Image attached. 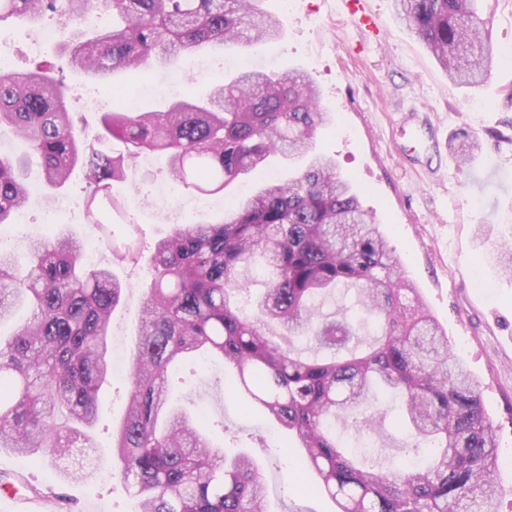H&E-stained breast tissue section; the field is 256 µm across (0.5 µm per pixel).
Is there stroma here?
<instances>
[{
  "mask_svg": "<svg viewBox=\"0 0 512 512\" xmlns=\"http://www.w3.org/2000/svg\"><path fill=\"white\" fill-rule=\"evenodd\" d=\"M372 2L382 23L376 38L360 33L328 0H263L264 9L284 23V36L274 47L206 49L179 56L170 70L125 72L113 81L138 89L143 111L170 99L161 85L170 72L180 75L184 95L223 82L244 58L271 69L306 72L336 118L317 131V149L334 157L337 174L352 182L364 209L383 224L421 300L479 381L504 449L512 445V278L487 254L512 237V64L494 65L478 86L452 84L416 34L396 18L393 0ZM478 7L496 49L511 53L512 0H479ZM40 32V26L11 20L0 24V43L9 48L15 69L39 61L62 66L70 108L87 136H95L99 112L111 109V99H95L96 82L68 68L62 52L71 38L68 27H61L52 46L36 52L32 45ZM417 120L438 127L433 152L417 151L411 132ZM464 151L470 161L461 159ZM257 186L252 180L230 186L223 198L203 199L172 180L163 159L143 155L126 180L112 184V197L124 208L105 232L86 217L82 172L72 174L63 193L69 210L62 221L97 246V264L127 283L111 317L112 338L125 355L135 348L153 244L172 225L156 207L155 195L167 194L188 222L211 224L223 219L225 206L245 199ZM51 208L39 193L16 215L9 226L15 250L47 232ZM129 239L141 248L139 264L119 260L111 250ZM168 391L180 411L206 410V433L215 445L231 456L255 458L266 480L269 512H336L331 498L301 488L281 451L282 432L245 396L230 394L221 361L179 360L168 372ZM128 394V377H113L104 386L95 447L74 449L58 465L0 451V486L38 500L42 512H63L62 495L72 502L70 512H134L124 484L111 475L112 434L125 417ZM83 466L92 469V477L74 481L71 471Z\"/></svg>",
  "mask_w": 512,
  "mask_h": 512,
  "instance_id": "stroma-1",
  "label": "stroma"
}]
</instances>
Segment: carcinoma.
<instances>
[{
  "instance_id": "cac0c4a2",
  "label": "carcinoma",
  "mask_w": 512,
  "mask_h": 512,
  "mask_svg": "<svg viewBox=\"0 0 512 512\" xmlns=\"http://www.w3.org/2000/svg\"><path fill=\"white\" fill-rule=\"evenodd\" d=\"M118 24L89 37L97 2ZM262 0H0V22L31 25L46 16L72 29L67 55L88 78L152 70L178 53L228 43L275 44L281 19ZM478 0H395L405 22L454 84L477 85L497 53ZM52 65L0 69V128L23 138L45 181L60 189L76 169L90 193L87 217L112 224V182L145 152L163 155L173 180L217 194L244 175L266 173L274 155L311 154L302 174L267 183L230 207L216 224H176L158 240L130 366L127 417L113 435V476L138 512H268L266 482L245 456L228 457L204 433L207 414L189 418L169 403L166 378L178 359L219 356L295 446L293 465L308 492L331 497L337 512H498L497 429L480 384L470 378L443 329L418 299L381 225L362 208L333 159L313 152L317 131L333 117L299 69L266 72L242 65L204 98L184 96L164 108L104 114L103 131L81 136ZM25 160L0 155V224L30 202ZM105 193L109 208L95 209ZM84 244L50 233L26 247L25 272L0 250V323L17 306L32 310L0 339V448L54 463L73 448L94 447L99 393L109 381L110 318L125 285L108 267L83 262ZM512 273V242L492 247ZM261 259L264 292L252 306L242 270ZM344 285L358 310L324 313L318 298ZM379 333L360 341L363 324ZM283 328L309 336L323 355L305 358L272 340ZM402 398L398 418L428 461L385 469L343 448L336 425L360 432L386 417L380 395Z\"/></svg>"
}]
</instances>
